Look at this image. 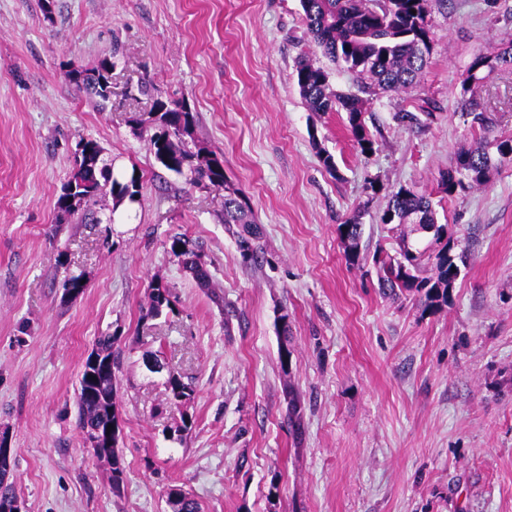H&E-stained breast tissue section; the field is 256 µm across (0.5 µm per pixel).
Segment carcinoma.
Wrapping results in <instances>:
<instances>
[{
    "label": "carcinoma",
    "mask_w": 512,
    "mask_h": 512,
    "mask_svg": "<svg viewBox=\"0 0 512 512\" xmlns=\"http://www.w3.org/2000/svg\"><path fill=\"white\" fill-rule=\"evenodd\" d=\"M447 0H300L304 22L314 50L334 63L342 64L357 81L362 96L338 94L330 89L328 72L307 56L296 62V79L299 92L311 112L347 113L351 135L360 153L373 150L361 115L368 112L367 105L373 98L386 92H409L419 87V77L427 67L431 47V29L425 27V17L431 15L432 5H443ZM491 57L499 61L501 70L512 71V41L501 44L497 51L487 56L475 54L467 71L478 67ZM112 58L105 57L98 66L87 73L70 71L67 76L86 88L89 95L103 105L110 97L108 73L114 67ZM159 111L154 120V132L149 136V146L155 159L167 170L182 176L191 185L222 188L224 194V223L238 226L237 246L244 260L255 262L259 257L256 239L258 227L251 206L236 189L227 186L224 163L211 150L198 146L193 138L194 115L183 103L158 100ZM465 114L470 117V128L480 133V146L460 153L455 165L440 176L438 189L451 196L459 190L486 184L494 172L504 164L512 163V138L489 139L494 127L492 114L476 99L464 101ZM433 113L425 107L413 112L402 109L395 119L408 127H422L423 118ZM103 147L94 139H83L74 156L70 179L62 186L55 207L59 213L73 215L80 206L99 196L109 195L113 205L126 200L134 201L141 194L140 176L133 173L121 179L114 176L112 168L101 164ZM387 204L380 215L381 222L400 231L398 249L389 254L380 251L373 256L379 267L382 293L398 298L417 293L421 297L422 312H435L448 303V293L458 278L459 264L464 254L453 252L448 225H439L446 240H436L439 247H420L409 241V233L401 230L405 219L420 215L429 224L437 223L436 212L430 198L406 187L386 192ZM343 239L344 256L351 266L365 260L361 256L363 234L359 218L353 217L338 225ZM170 252L183 268L190 272L198 284L209 286V273L198 267L199 255L188 248L187 241L174 236ZM432 275H424L426 267ZM150 312L159 316L170 306V293L165 286H150ZM115 338L110 334L100 336L93 347L102 366L90 373L89 365L79 378L77 405L78 426L82 434L93 429L100 431V448L96 456L108 466L112 488L120 490L125 480V466L120 449L112 446L107 437V427L119 418L116 390L112 375L119 364V354L114 348ZM97 375L103 385H92V375ZM166 387L170 400L185 404L193 389L182 377L168 374Z\"/></svg>",
    "instance_id": "obj_1"
}]
</instances>
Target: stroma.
<instances>
[{
    "label": "stroma",
    "mask_w": 512,
    "mask_h": 512,
    "mask_svg": "<svg viewBox=\"0 0 512 512\" xmlns=\"http://www.w3.org/2000/svg\"><path fill=\"white\" fill-rule=\"evenodd\" d=\"M302 15L300 0H0V434L26 512H170L173 486L202 512H512V165L454 196L437 191L473 142L467 66L512 39V0L432 11L421 90L374 98L368 155L346 113L302 101ZM106 55L101 108L65 73ZM422 98L437 105L426 127L394 120ZM476 98L494 136L512 137V74H492ZM159 99L194 112L196 142L249 202L257 263L224 222L223 190L187 185L150 152L140 123ZM89 137L114 171L139 172V201L106 198L58 220ZM402 186L431 196L468 255L434 313L417 296H385L370 260L346 263L337 232L356 214L365 255L392 249L377 215L385 190ZM176 234L199 251L209 287L170 253ZM78 274L84 292L65 295ZM154 281L171 293L159 317L148 312ZM103 333L120 353L117 493L77 425L78 379ZM171 371L193 388L181 407L168 399Z\"/></svg>",
    "instance_id": "1"
}]
</instances>
